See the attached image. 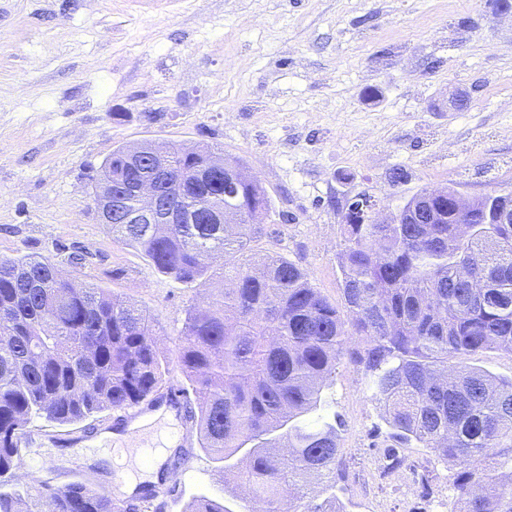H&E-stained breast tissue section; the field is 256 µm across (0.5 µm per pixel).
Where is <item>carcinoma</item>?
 Returning <instances> with one entry per match:
<instances>
[{
  "label": "carcinoma",
  "instance_id": "1",
  "mask_svg": "<svg viewBox=\"0 0 512 512\" xmlns=\"http://www.w3.org/2000/svg\"><path fill=\"white\" fill-rule=\"evenodd\" d=\"M173 143L144 148L130 164L112 151L104 174L132 182L205 160ZM165 200L236 209L238 224H110L155 269L223 289L188 313L178 364L188 382L200 448L244 487L245 512H343V478L330 422L302 418L322 405L342 360L375 377L392 437L416 442L459 466L452 512H512V378L467 364L489 350L512 355V220H476L448 210L444 224L355 216L342 225V295L348 318L297 264L272 254L266 271L248 255L263 187L224 177L171 188ZM163 366L152 320L101 288H72L42 257L0 260V512H21L23 491L5 482L17 468L18 432L35 418L71 423L121 409L155 392ZM51 512H112L111 498L80 484L42 486ZM184 512H228L195 498Z\"/></svg>",
  "mask_w": 512,
  "mask_h": 512
}]
</instances>
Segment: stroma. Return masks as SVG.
Wrapping results in <instances>:
<instances>
[{
	"label": "stroma",
	"mask_w": 512,
	"mask_h": 512,
	"mask_svg": "<svg viewBox=\"0 0 512 512\" xmlns=\"http://www.w3.org/2000/svg\"><path fill=\"white\" fill-rule=\"evenodd\" d=\"M467 96L448 109L449 91ZM145 141L209 145L264 188L270 215L251 243L343 307L338 257L354 195L383 216L422 188L475 198L512 190V11L497 0H0V259L44 257L79 283L153 319L169 379L186 314L208 289L159 273L97 220L92 179L112 150ZM404 182H394L395 174ZM310 421L335 417L345 512H450L456 471L390 436L370 375L343 362ZM28 426L23 484L110 488L104 459H74L57 432ZM166 470L157 500L131 512H183L205 496L228 512L205 452Z\"/></svg>",
	"instance_id": "stroma-1"
}]
</instances>
